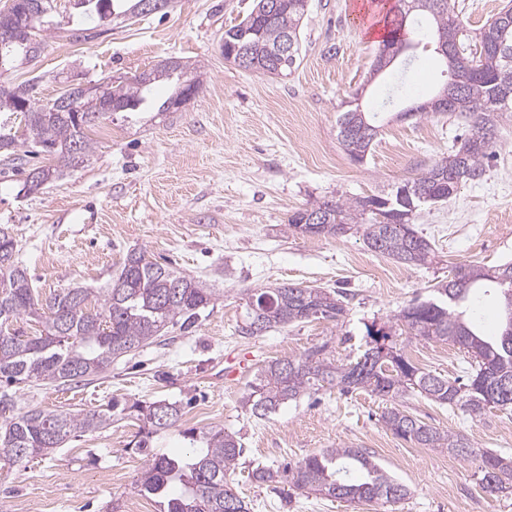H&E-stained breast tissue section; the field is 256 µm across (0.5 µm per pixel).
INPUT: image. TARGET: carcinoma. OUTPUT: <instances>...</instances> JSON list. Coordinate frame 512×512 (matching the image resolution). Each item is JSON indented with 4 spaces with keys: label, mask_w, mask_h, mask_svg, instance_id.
<instances>
[{
    "label": "carcinoma",
    "mask_w": 512,
    "mask_h": 512,
    "mask_svg": "<svg viewBox=\"0 0 512 512\" xmlns=\"http://www.w3.org/2000/svg\"><path fill=\"white\" fill-rule=\"evenodd\" d=\"M112 21L125 22L141 14V0H107ZM308 0H256L247 17L224 30L221 52L225 60L247 55L262 74H277L293 68L300 59L299 25ZM400 18L385 46L407 43L408 21L423 17L433 26L434 42L457 46L465 57L478 56L475 67H463L448 57L449 71L463 76L461 91L448 111L465 119L468 134L448 157L435 162L416 178L397 187L391 196L367 195L346 200H328L294 211L288 226L304 237H339L361 225L367 247L397 262L421 266L432 262L431 242L412 227V218L427 203L452 198L459 186L477 181L486 173L485 161L493 155L502 117L512 112V7L505 6L474 35L466 49L460 42L464 26L451 0H400ZM49 0H11L0 10V37L13 38L11 51L0 62V73L36 57L43 42ZM294 39L292 52L272 60L285 37ZM185 65L163 63L130 83L107 84L103 93H88L81 101L83 112H44L32 95V86L0 85L28 102L22 113L24 125L14 130L0 122V148L13 154L35 148L61 162L45 166L42 178H26L23 190L34 193L60 178L63 169L76 168L94 150L88 131L114 104L134 112L147 103L154 84L184 75ZM490 141H485V134ZM379 134L377 113L354 108L341 113L338 137L351 159L366 158ZM413 191L414 208L398 202V194ZM420 195H414V192ZM391 206L384 207V202ZM320 214V222L308 224V211ZM16 242L0 225V462L15 464L46 456L70 437L112 424V409L86 413L19 406L12 387L18 384H65L88 381L102 374L112 361L156 343L174 326L185 332L195 327L201 313L211 305L214 291L195 277L149 259L147 251L126 252L119 274L99 288L70 286L42 299L31 287L27 268L15 258ZM494 286L499 291L503 316L512 312V263L486 268L459 264L448 283L436 286L439 299L413 302L395 316L405 335L415 339L450 341L462 347L474 363L466 379L453 380L418 368L397 343L395 354L384 358L374 372H364L368 357L376 353L378 338L391 332L366 326L369 338L361 356L349 364L330 357L328 344L308 350L299 358L275 359L258 370L249 385L246 404L256 416L274 413L299 396L324 385L343 390L362 389L389 402L381 414L385 427L396 436L424 448H446L456 457L479 456L480 481L491 495L512 488V459L497 453L476 451L461 435H452L426 425L410 413L404 398L417 392L470 416L488 409L512 408V389L499 392L503 380L512 382V339L499 334L486 337L467 319L472 290ZM344 295L300 283H283L247 294L246 312L238 335L250 338L273 328L322 318L336 324L344 321ZM29 317L42 325L39 334L26 339L16 334L13 322ZM144 424L136 447L148 450L147 469L139 482L141 495L160 506V512H249L244 499L229 488L227 475L234 472L243 455L240 439L233 432L214 428L197 433L183 431L192 451L185 456L151 449L154 434L172 428L182 418L178 402L159 400L131 406ZM289 482L301 491L331 499L378 505L405 499L408 487L391 477L363 448H325L308 455L290 469Z\"/></svg>",
    "instance_id": "cac0c4a2"
}]
</instances>
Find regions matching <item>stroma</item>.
I'll list each match as a JSON object with an SVG mask.
<instances>
[{"label":"stroma","mask_w":512,"mask_h":512,"mask_svg":"<svg viewBox=\"0 0 512 512\" xmlns=\"http://www.w3.org/2000/svg\"><path fill=\"white\" fill-rule=\"evenodd\" d=\"M253 0H176L117 26L94 27L74 0H52L53 24L32 62L0 74L12 86L33 82L46 103L65 78L81 83L128 81L161 60L196 68L197 93L178 110L158 113L173 92L156 84L144 112H114L90 130L96 143L84 166L35 194L0 156V225L18 244V259L46 297L75 283L104 284L132 248L219 289L195 331L169 329L164 342L115 360L89 384L20 385L21 405L88 412L119 401L108 428L69 440L50 455L0 467V512H158L136 484L148 465L134 446L137 420L125 406L158 400L182 404L179 427L158 433L155 449L183 454L182 429L221 426L241 439L244 453L232 476L250 512H512V492L495 497L478 480V459L463 460L397 437L380 416L385 403L363 391L323 387L279 412L257 417L243 398L268 361L298 357L327 343L346 363L365 348L366 327L391 322L404 306L431 298L459 263L512 262V117L503 119L496 155L485 176L467 182L444 204L422 207L414 227L431 241L435 260L407 266L367 248L361 234L302 237L288 228L295 209L331 198L388 195L460 145L461 119L396 114L395 85L415 84L425 101L447 81L433 52L428 22L412 23L410 67L374 73L381 47L366 32L355 0H308L300 28V62L285 75L262 74L225 61V29L251 11ZM93 28L89 39L74 27ZM380 115L381 128L363 163H353L338 139L349 102ZM296 282L344 292L343 323L312 320L243 338L245 289ZM406 353L419 367L450 379L464 376L467 353L445 342L414 339ZM248 357L234 379L225 371ZM407 409L426 424L460 434L481 450L512 455V410L472 417L461 409L408 396ZM366 449L409 488L392 505L328 499L252 481L251 471L296 465L324 448Z\"/></svg>","instance_id":"stroma-1"}]
</instances>
